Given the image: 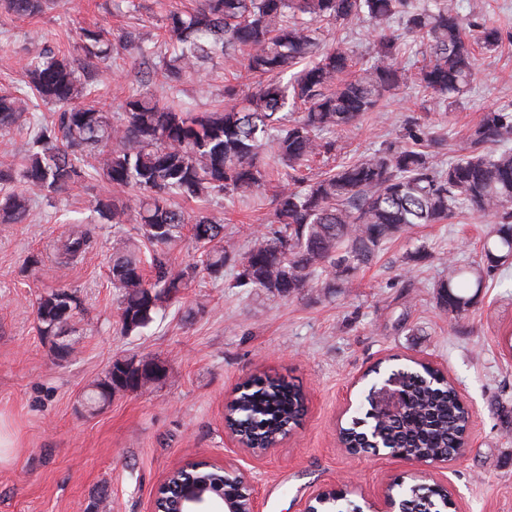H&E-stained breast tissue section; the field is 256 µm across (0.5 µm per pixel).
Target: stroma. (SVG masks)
I'll use <instances>...</instances> for the list:
<instances>
[{"label":"stroma","instance_id":"35a3bbf8","mask_svg":"<svg viewBox=\"0 0 512 512\" xmlns=\"http://www.w3.org/2000/svg\"><path fill=\"white\" fill-rule=\"evenodd\" d=\"M49 0L44 11L19 18L0 2V88L20 86L27 62L41 50L78 57L77 28H102L112 36L133 32L157 45L170 8L196 0ZM470 22L489 21L502 47L478 55L473 87L461 103L441 111L417 86H401L379 111L336 132L337 153L357 156L383 148L402 133L408 117L463 139L484 114L512 106V0H462ZM155 57L118 51L85 70L107 112L116 113L133 92L161 98L168 89ZM236 61L214 59L186 77L177 96L205 111L222 105ZM40 106L0 135V162L21 165L35 122L51 118ZM111 186L93 176L65 197L33 193L25 223H0V512H90L107 495V512H151L157 485L187 462H232L250 476L260 512H301L318 491L336 488L362 503L410 472L408 462L384 456H350L339 428L352 418L371 368L382 373L406 359L428 358L447 367L472 410L465 457L429 470L427 483L457 493L456 512H512V265L491 272L473 307L455 319L439 305L436 285L448 271L442 257L460 265L484 264L489 219L455 215L425 224L386 243L358 270L353 285L327 293L306 288L272 297L233 285L232 272L214 280L199 275L179 302L142 334L120 333L118 295L108 272L114 236L136 235L137 224H113L95 210ZM270 191L227 201L175 199L178 208L206 209L224 222L238 249L272 220ZM89 228L97 243L91 259L57 268L52 251L72 224ZM420 258L404 264L406 254ZM42 254L41 267L27 258ZM77 290L84 311L73 321L82 343L59 360L37 330L38 296L52 288ZM197 308L194 317L185 312ZM157 357L167 376L142 391L113 397L96 414L82 395L113 360ZM283 375L300 384L306 411L299 424L267 455L237 447L224 428V410L235 387L254 374Z\"/></svg>","mask_w":512,"mask_h":512}]
</instances>
